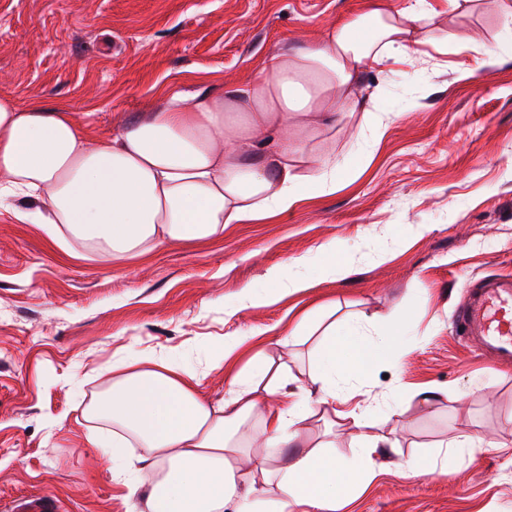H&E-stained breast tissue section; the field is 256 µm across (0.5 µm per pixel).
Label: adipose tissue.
<instances>
[{
	"mask_svg": "<svg viewBox=\"0 0 512 512\" xmlns=\"http://www.w3.org/2000/svg\"><path fill=\"white\" fill-rule=\"evenodd\" d=\"M437 16L435 0L376 7L320 40L284 45L248 86L173 94L109 139L90 140L65 109L0 96V207L16 223L44 225L63 248L75 243L116 264L287 213L307 195L336 187L335 158L312 157L315 173L297 172L306 141L289 115L328 128L343 113L364 109V73L410 63ZM313 328L326 337L311 378L320 405L335 402L337 378L365 376L409 333L395 321L379 341L352 325L340 336L335 322L308 312L289 333ZM112 370L111 386L88 410L111 425L112 438L88 440L109 448L114 476L129 493L145 491L147 512H326L331 496L369 477L378 449L398 446L372 433L357 406L349 414L355 460L288 455L304 412L293 402L262 416L264 452L250 455L243 427L287 384L262 358L231 374L218 399L201 392L200 373L175 355L133 354L113 361ZM131 448L145 449L146 470L128 464Z\"/></svg>",
	"mask_w": 512,
	"mask_h": 512,
	"instance_id": "ef3b65f1",
	"label": "adipose tissue"
}]
</instances>
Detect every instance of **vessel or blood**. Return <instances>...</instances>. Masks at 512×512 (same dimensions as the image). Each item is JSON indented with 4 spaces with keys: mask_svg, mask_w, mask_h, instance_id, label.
<instances>
[{
    "mask_svg": "<svg viewBox=\"0 0 512 512\" xmlns=\"http://www.w3.org/2000/svg\"><path fill=\"white\" fill-rule=\"evenodd\" d=\"M455 324L458 334L477 338L496 360L512 361V278L491 279L469 289Z\"/></svg>",
    "mask_w": 512,
    "mask_h": 512,
    "instance_id": "b4317fda",
    "label": "vessel or blood"
}]
</instances>
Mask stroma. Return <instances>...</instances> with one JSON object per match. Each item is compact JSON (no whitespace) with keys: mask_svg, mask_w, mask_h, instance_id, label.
<instances>
[{"mask_svg":"<svg viewBox=\"0 0 512 512\" xmlns=\"http://www.w3.org/2000/svg\"><path fill=\"white\" fill-rule=\"evenodd\" d=\"M371 2L0 0V95L68 109L108 138L170 92L250 84L284 44L316 40ZM437 24L440 41L412 64L366 73L367 111L312 132L309 150L340 163L336 189L288 213L115 264L65 253L42 225L0 211V512L30 495L54 498L59 512H142L110 455L87 443L104 426L84 411L113 360L179 355L219 398L226 372L208 363L231 345L235 369L261 355L301 394L323 338L287 332L316 306L340 324L362 318L376 341L387 317L411 326L393 358L338 381L400 448L378 450L369 480L336 512H512V370L481 358L453 325L465 283L512 276V24L502 0H475ZM460 34L472 36L468 50ZM374 124L379 136L361 143V126ZM328 244L347 273L324 272ZM278 267L306 290L270 281ZM250 290L266 304L250 305ZM453 434L486 445L449 458ZM399 456L448 472L404 478Z\"/></svg>","mask_w":512,"mask_h":512,"instance_id":"35a3bbf8","label":"stroma"}]
</instances>
